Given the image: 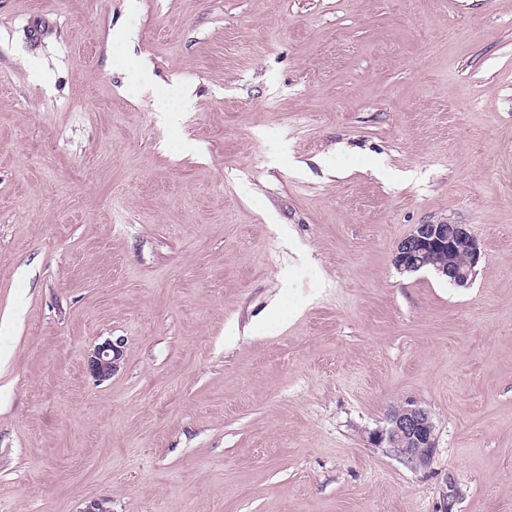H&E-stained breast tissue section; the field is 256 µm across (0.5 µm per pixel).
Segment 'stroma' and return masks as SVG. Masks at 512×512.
Wrapping results in <instances>:
<instances>
[{
    "mask_svg": "<svg viewBox=\"0 0 512 512\" xmlns=\"http://www.w3.org/2000/svg\"><path fill=\"white\" fill-rule=\"evenodd\" d=\"M446 220L470 284L399 273ZM409 399L426 469L372 438ZM448 480L512 512V0H0V512H441ZM458 243H464L467 250L459 245L456 258L463 264L469 254V265L459 266L455 259ZM448 247V259L441 256ZM482 255L480 241L471 233L468 225L448 221L439 224H418L396 247L393 263L402 273H416L432 265L440 277L450 283L465 287L471 282L475 266ZM119 354V347L112 341L96 347L88 358V370L92 377L99 382L110 379Z\"/></svg>",
    "mask_w": 512,
    "mask_h": 512,
    "instance_id": "obj_1",
    "label": "stroma"
}]
</instances>
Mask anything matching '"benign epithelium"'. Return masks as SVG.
Segmentation results:
<instances>
[{
	"label": "benign epithelium",
	"instance_id": "7a95c632",
	"mask_svg": "<svg viewBox=\"0 0 512 512\" xmlns=\"http://www.w3.org/2000/svg\"><path fill=\"white\" fill-rule=\"evenodd\" d=\"M459 243L467 247L469 260L466 267L458 265L455 259ZM481 255V243L468 225L442 221L416 225L397 245L393 263L402 273H416L430 264L438 276L458 287H465L471 282ZM119 354V347L110 341L96 347L88 358L92 377L99 382L110 379ZM435 430L429 410L408 400L389 413L386 426L374 434V440L386 444L407 464L426 467L436 448Z\"/></svg>",
	"mask_w": 512,
	"mask_h": 512
}]
</instances>
